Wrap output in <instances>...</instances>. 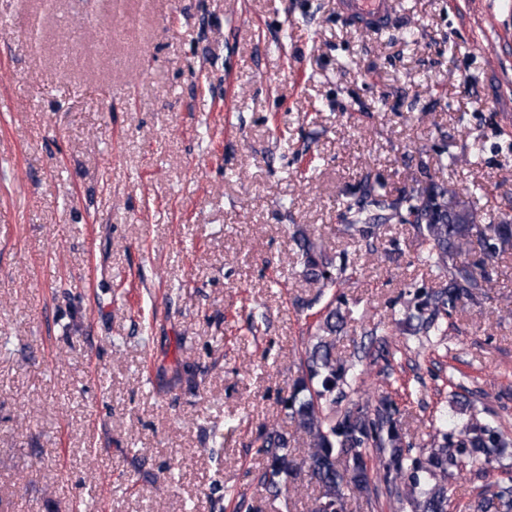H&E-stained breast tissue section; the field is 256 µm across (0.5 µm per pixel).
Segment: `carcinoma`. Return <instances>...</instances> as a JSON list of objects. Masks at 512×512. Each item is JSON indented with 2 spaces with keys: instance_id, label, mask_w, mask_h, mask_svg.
I'll list each match as a JSON object with an SVG mask.
<instances>
[{
  "instance_id": "obj_1",
  "label": "carcinoma",
  "mask_w": 512,
  "mask_h": 512,
  "mask_svg": "<svg viewBox=\"0 0 512 512\" xmlns=\"http://www.w3.org/2000/svg\"><path fill=\"white\" fill-rule=\"evenodd\" d=\"M448 198V186L433 183L424 190L404 192L389 197L375 185L367 183L360 194L347 202L344 221L347 228L369 237L386 222L409 224L417 233L421 257L430 267L446 277L439 290L426 295L405 315L413 332L440 336L441 316H449L459 307L487 294L492 287L489 262L512 250V224H485L481 210L471 205L473 221L445 215V222L433 224L429 215L438 201ZM305 279L330 288L336 283L334 261L324 256L305 234L297 236ZM478 254L475 260L471 254ZM343 326L332 310L317 328L318 340L305 349L300 359L302 375L294 382L285 409L296 431L306 435L310 447L302 461L288 453V437L277 430L262 436L260 451L269 456L261 482L272 493L281 492V484L306 470L319 487V495L310 512L328 508L346 512L343 488L353 485L369 490L370 477L365 459L366 449L389 451L384 466L386 486L402 482L406 499L423 512H448V488L422 484L421 474L448 477V469L480 473L491 462V454L506 447L503 431L490 423L470 420L457 431L442 434V443L431 450L425 460L408 459L403 438L393 417V404L380 399L373 407H359L334 417L327 410L336 404V389L347 383V370L336 364L334 341L330 336ZM346 458L339 468L338 457ZM469 512H512V487L497 491L482 490L468 505Z\"/></svg>"
}]
</instances>
